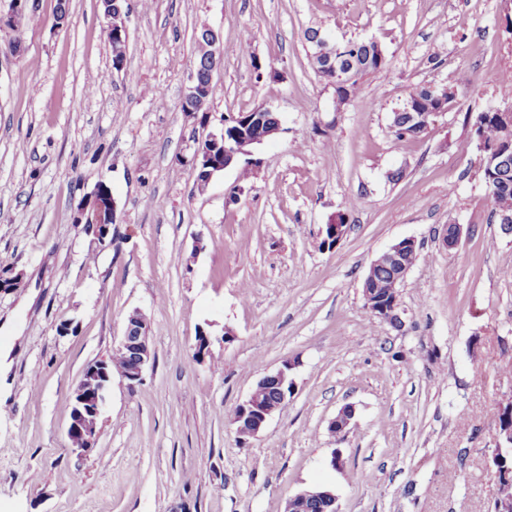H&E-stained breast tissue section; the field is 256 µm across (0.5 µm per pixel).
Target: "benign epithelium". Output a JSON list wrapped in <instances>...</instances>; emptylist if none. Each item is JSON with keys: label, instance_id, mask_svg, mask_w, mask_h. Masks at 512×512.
Returning a JSON list of instances; mask_svg holds the SVG:
<instances>
[{"label": "benign epithelium", "instance_id": "1", "mask_svg": "<svg viewBox=\"0 0 512 512\" xmlns=\"http://www.w3.org/2000/svg\"><path fill=\"white\" fill-rule=\"evenodd\" d=\"M12 13L4 18L0 16V23L14 22L23 16L36 11L37 0H11ZM104 15L108 25L112 29V66L120 70L124 66L125 55L123 47L128 39L126 25L127 0H101ZM224 40L215 30L205 27L198 39L196 55L204 61L217 63L223 58ZM340 53L339 42L329 37H322L311 51V55L325 61L323 70L319 72L322 81L336 86L346 81L347 74L337 64V54ZM196 70L189 74V95L183 99V110L189 116L195 118V109L201 106L209 96L213 87H197ZM495 116L504 131H512V102L505 100L503 105L492 108ZM407 116V122L415 127L427 129L434 123L438 113L410 112L395 113L394 120L400 116ZM238 116L231 114L220 119L221 128L211 131L201 138L214 146H223L220 160L216 161L211 156L200 158L199 153L192 157V168L195 171L205 170L207 180L229 167L236 166L244 158L253 155L254 150L263 145L265 141L277 135L281 130V124L269 128L262 135H253L244 131L234 130L232 135H226V129L237 124ZM88 217L89 233L102 243L106 242L115 221V205L109 188L101 184L96 191L84 201L78 209L75 223H83V216ZM347 232V225L338 223L333 218L322 229L323 239L321 245L324 248H334L343 239ZM462 238V227L459 224H448L441 235L442 245L448 249L458 247ZM416 247L413 239L406 238L392 244L382 252L372 265L385 266L392 270L397 282L405 284L411 270L403 259L404 254ZM362 296L364 305L372 316L391 324L395 328H401L404 321L401 317L399 295L395 294L387 299L380 294L379 289L372 283L371 278H366L362 283ZM115 353L125 359V365L119 369L121 376L129 385H134L142 380L143 372L151 360L150 350V324L144 314L136 310L125 320L122 335L115 347ZM293 364L285 362L277 370L262 376L251 391L247 399L238 406L234 413L233 424L236 431L243 437L256 436L266 425L267 421L279 410V406H270L264 403L259 391L271 386L277 388L280 393V406L288 402V396L293 392V381L290 371ZM112 359L97 360L89 364L74 389L70 404V423L67 436L71 446L81 455H86L93 450L97 434L102 406L105 394L112 381ZM355 410L351 406L343 407L330 421L329 430L332 434L343 439L350 431ZM512 454V425L504 428L499 434V440L492 457V464L497 470L498 479L506 481L512 478V467L504 465V455ZM324 504V512H341L339 499L331 490L324 487H312L304 489L288 498L284 512H308L312 503Z\"/></svg>", "mask_w": 512, "mask_h": 512}]
</instances>
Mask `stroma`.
<instances>
[{
  "instance_id": "1",
  "label": "stroma",
  "mask_w": 512,
  "mask_h": 512,
  "mask_svg": "<svg viewBox=\"0 0 512 512\" xmlns=\"http://www.w3.org/2000/svg\"><path fill=\"white\" fill-rule=\"evenodd\" d=\"M128 4L120 70L100 0H70L61 26L57 0L0 25V258L18 278L0 288V321L22 336L0 404V512H284L316 485L341 512H490L497 413L512 398V235L488 223L479 157L460 145L465 114L500 105L497 76L512 66L503 0ZM205 26L228 45L253 40L225 54L203 124L182 102ZM310 27L385 50L386 68L343 108L310 66ZM418 84L453 100L423 136L397 141L392 113ZM265 102L281 131L251 173L228 168L198 191L197 135ZM101 184L115 202L108 247L74 221ZM341 211L347 233L324 249ZM448 224L463 229L451 250ZM404 238L420 256L396 329L366 309L362 279ZM136 309L151 361L135 386L113 376L96 445L79 455L72 393ZM287 360L286 405L239 437L236 407ZM347 404L341 440L328 424Z\"/></svg>"
}]
</instances>
